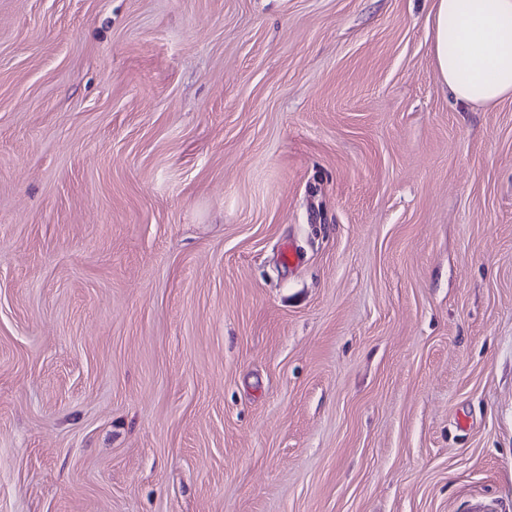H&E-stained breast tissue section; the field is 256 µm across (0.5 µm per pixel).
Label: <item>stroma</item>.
<instances>
[{
  "instance_id": "stroma-1",
  "label": "stroma",
  "mask_w": 512,
  "mask_h": 512,
  "mask_svg": "<svg viewBox=\"0 0 512 512\" xmlns=\"http://www.w3.org/2000/svg\"><path fill=\"white\" fill-rule=\"evenodd\" d=\"M432 4L0 0V512H512V100Z\"/></svg>"
}]
</instances>
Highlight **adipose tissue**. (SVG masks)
Masks as SVG:
<instances>
[{"label": "adipose tissue", "mask_w": 512, "mask_h": 512, "mask_svg": "<svg viewBox=\"0 0 512 512\" xmlns=\"http://www.w3.org/2000/svg\"><path fill=\"white\" fill-rule=\"evenodd\" d=\"M432 57L455 102L512 98V0H433Z\"/></svg>", "instance_id": "obj_1"}]
</instances>
